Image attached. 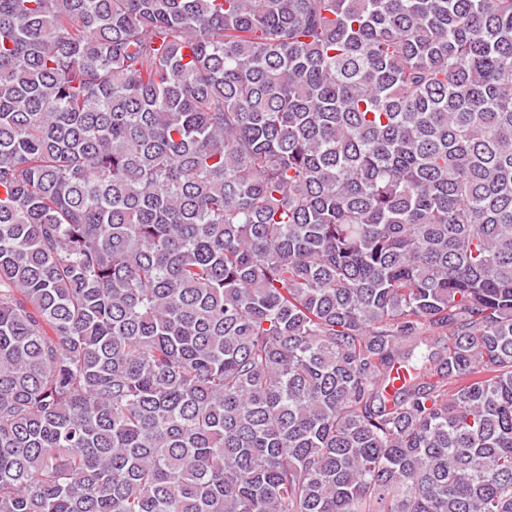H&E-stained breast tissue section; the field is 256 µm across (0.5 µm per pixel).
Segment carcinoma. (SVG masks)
Returning a JSON list of instances; mask_svg holds the SVG:
<instances>
[{
	"label": "carcinoma",
	"instance_id": "cac0c4a2",
	"mask_svg": "<svg viewBox=\"0 0 512 512\" xmlns=\"http://www.w3.org/2000/svg\"><path fill=\"white\" fill-rule=\"evenodd\" d=\"M0 512H512V0H0Z\"/></svg>",
	"mask_w": 512,
	"mask_h": 512
}]
</instances>
